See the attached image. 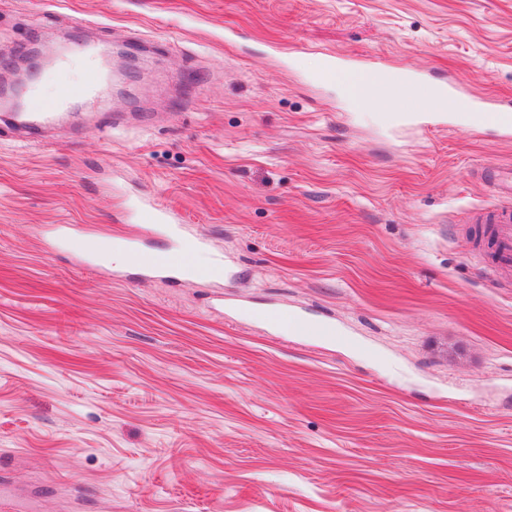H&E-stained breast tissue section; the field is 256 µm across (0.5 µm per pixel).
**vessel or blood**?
I'll return each mask as SVG.
<instances>
[{"label": "vessel or blood", "mask_w": 512, "mask_h": 512, "mask_svg": "<svg viewBox=\"0 0 512 512\" xmlns=\"http://www.w3.org/2000/svg\"><path fill=\"white\" fill-rule=\"evenodd\" d=\"M362 68L371 83L372 95L388 93L394 96L400 107H407L410 96L423 98L438 96L439 90L425 73L419 71H392L376 62L363 63ZM102 75L99 70L89 71L82 84L83 100L92 106H103L100 95ZM450 92L460 99L468 100L470 109L447 116L437 114L427 117L411 114L410 120L417 126L430 123L467 122L473 119L485 122L497 132L500 139L512 141V102L485 98H469L463 82L450 85ZM485 179L492 194L506 199V206L478 213L477 223L492 225L493 258L499 269H512V167H501L486 174ZM137 223L149 224L155 233L168 239L166 249L154 252L138 245L136 240H128L124 252L128 265L137 268L147 277H172L188 275L190 280L216 282L224 277V263L216 259L206 264L196 261L197 253L206 251L208 244L197 235H187L184 225L177 216L155 201L143 198L133 208ZM51 240L63 244L72 259L81 265H94L101 254L111 251L112 241L108 238L86 239L82 230L72 224H56L52 227ZM288 320L295 331L335 340L336 327L326 320L314 322L305 320L301 313L292 312L288 316L273 313L265 320L271 329H279L281 320Z\"/></svg>", "instance_id": "vessel-or-blood-1"}]
</instances>
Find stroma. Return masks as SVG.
<instances>
[{"mask_svg":"<svg viewBox=\"0 0 512 512\" xmlns=\"http://www.w3.org/2000/svg\"><path fill=\"white\" fill-rule=\"evenodd\" d=\"M57 33L142 63L110 111L0 118V512H512V274L469 221L512 142L309 82L336 51L512 100V0H0V69ZM141 196L223 283L49 245L164 250ZM290 309L336 341L261 320ZM51 233L53 244H63L79 265L92 266L101 254L112 251L111 238L87 240L83 231L74 224H53Z\"/></svg>","mask_w":512,"mask_h":512,"instance_id":"1","label":"stroma"}]
</instances>
